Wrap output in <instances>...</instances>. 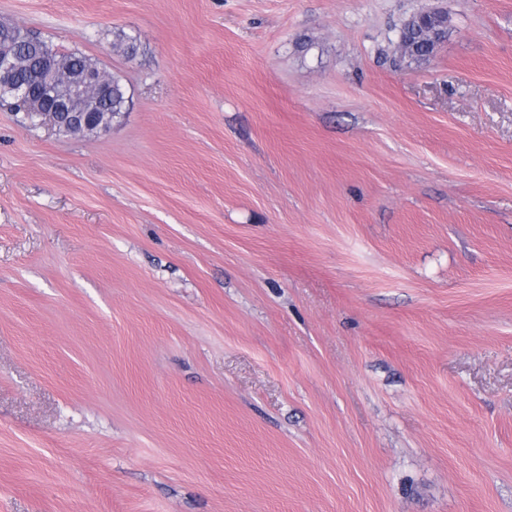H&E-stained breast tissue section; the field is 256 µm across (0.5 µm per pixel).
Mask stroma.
<instances>
[{"instance_id": "35a3bbf8", "label": "stroma", "mask_w": 512, "mask_h": 512, "mask_svg": "<svg viewBox=\"0 0 512 512\" xmlns=\"http://www.w3.org/2000/svg\"><path fill=\"white\" fill-rule=\"evenodd\" d=\"M1 24L131 104L78 136L0 108V512H512V0ZM447 23L448 17L441 10L425 11L410 18L400 30L398 47L401 57L416 56L423 59L433 57L437 46L442 41L441 39L439 42ZM415 33H421L425 37V41L417 48L414 45L411 46L407 40L409 36ZM112 96L102 104V112L112 113V120L119 118L130 107V96L121 79L112 75Z\"/></svg>"}]
</instances>
